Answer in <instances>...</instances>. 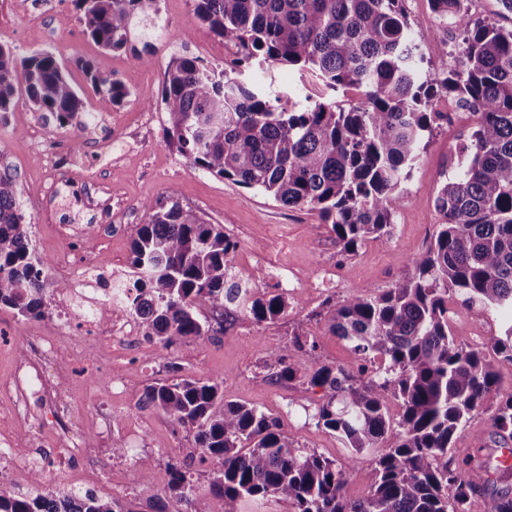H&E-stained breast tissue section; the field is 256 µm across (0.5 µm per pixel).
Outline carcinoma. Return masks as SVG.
I'll return each mask as SVG.
<instances>
[{
    "mask_svg": "<svg viewBox=\"0 0 512 512\" xmlns=\"http://www.w3.org/2000/svg\"><path fill=\"white\" fill-rule=\"evenodd\" d=\"M159 0H72L86 35L105 52L135 50L163 32ZM194 18L236 49L231 64L190 55L171 59L159 105L168 146L194 168L318 212L336 245L358 252L367 239L389 238L404 174L425 149V133L448 119L435 111L452 98L477 116L435 207L443 217L426 250L378 295L350 294L329 330L364 361L356 370L322 364L316 342L296 333L265 362L277 381L304 379L325 391L316 425L368 454L370 493L345 496L348 468L294 446L280 420L224 402V383L182 379L146 387L143 403L174 426L194 432L202 460L216 462L209 492L224 512L276 498L293 512H478L488 468L448 456L471 415L493 402L494 443L512 438V387L504 388L487 355L456 345L448 294L461 305L494 310L505 320L491 350L512 361V26L474 22L469 0H428L431 11L463 30L453 64L424 67L403 0H188ZM288 63L301 78L331 91L354 88L347 108L302 106L242 79L255 64ZM78 68L97 94L119 105L130 95L113 74L89 61ZM40 112L80 142L90 122L85 92L73 85L55 51L19 55L0 41V126L24 129ZM131 242L135 291L127 308L161 348L208 335L206 310L242 311L258 325L280 320L292 302L274 286L241 295L231 277L237 243L217 224L172 198L145 204ZM44 266L31 250L24 204L9 166L0 164V306L33 320L48 318ZM399 401V419L386 400ZM152 512L165 501L199 512L188 467L133 473ZM0 481V512H135L91 490H66L34 470ZM490 512H512V491L491 496Z\"/></svg>",
    "mask_w": 512,
    "mask_h": 512,
    "instance_id": "1",
    "label": "carcinoma"
}]
</instances>
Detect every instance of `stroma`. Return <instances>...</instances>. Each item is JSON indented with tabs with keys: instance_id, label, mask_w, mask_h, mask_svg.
Here are the masks:
<instances>
[{
	"instance_id": "35a3bbf8",
	"label": "stroma",
	"mask_w": 512,
	"mask_h": 512,
	"mask_svg": "<svg viewBox=\"0 0 512 512\" xmlns=\"http://www.w3.org/2000/svg\"><path fill=\"white\" fill-rule=\"evenodd\" d=\"M27 2L23 11L18 0H0V36L17 52L54 49L80 86L84 75L74 63L91 60L98 70L116 74L131 95L121 105L89 95L92 112L111 113V121L101 122L93 152L64 141L58 144L52 163L40 145L48 121L30 119L21 132L0 127V138L12 147L8 163L30 200L25 213L31 239L39 240L48 258L76 270L68 281V292L60 294L50 287L44 292L49 324L63 333L53 356L42 357L31 342L37 321L0 308V381L8 383L20 375L28 378L23 402L30 416L29 428H14L8 415L13 400H0V433L13 436L28 457L26 466L18 467L0 456V478L19 480L29 471L46 467L63 488L82 490L84 473L93 465L102 473L98 494L127 502L139 497L132 481L136 469L183 461L190 466L202 512H222L221 501L209 493L213 462L200 461L190 433L175 430L163 413L141 404L148 385L180 378L223 381L226 400L280 418L296 446L348 465L349 449L312 418L324 399L323 389L299 379L271 382L264 366L267 353L301 332L315 337L320 362L352 365L355 355L349 343L329 332L323 313L353 291L373 295L389 288L409 258L428 246L443 221L434 205L436 193L448 178L455 148L469 143L475 129L469 113L459 110L453 100L438 101L437 111L447 113L448 120L426 134L419 162L402 181L390 239L368 240L358 253L343 255L316 212L284 206L257 190L191 168L186 158L166 144L164 114L152 104L159 97L170 59L189 54L220 66L233 56L232 49L198 25L187 0H160L166 34L153 40V64L148 68L140 67L131 53L105 52L88 41L71 0ZM403 7L430 68L451 65V52L460 41L458 30L436 21L428 0H403ZM188 28L193 31L189 40H177V33ZM245 79L295 100L319 94L316 86L301 80L297 67L288 64L255 66ZM144 110L150 113L149 122H130V112ZM55 163L112 188L114 230L111 238L97 239L93 249L65 248L55 229L40 223L32 206L43 197ZM169 197L194 209L208 223L223 225L225 234L238 244L234 263L242 276L265 273L267 284L280 285L295 303L269 326L256 325L234 311L224 331L167 349L151 348L140 336L129 351L109 353L98 339L108 335L112 325L94 310L106 302L105 290L112 285L113 273L129 269L131 238L135 225L145 220V203ZM89 252L97 258L96 268L81 266ZM450 308L451 331L459 346L490 345L481 319L459 303H451ZM147 350L154 353L148 360L142 357ZM118 436L126 443L121 457L112 454V440ZM70 438L86 443L84 455L54 454L56 443ZM493 449L488 414L481 411L466 423L452 454L478 465Z\"/></svg>"
}]
</instances>
